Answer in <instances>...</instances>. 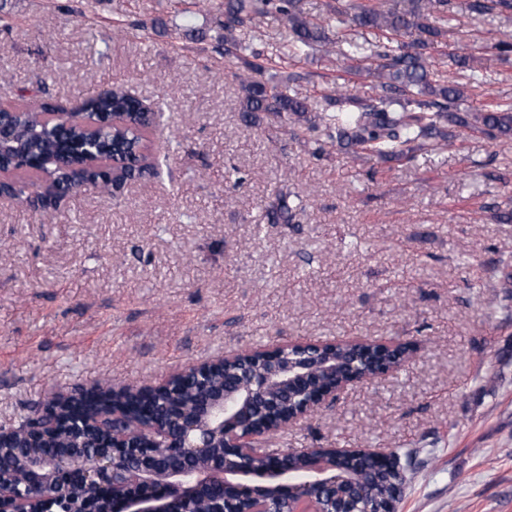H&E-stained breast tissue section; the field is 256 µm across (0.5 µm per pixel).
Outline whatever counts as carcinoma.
<instances>
[{
	"label": "carcinoma",
	"mask_w": 512,
	"mask_h": 512,
	"mask_svg": "<svg viewBox=\"0 0 512 512\" xmlns=\"http://www.w3.org/2000/svg\"><path fill=\"white\" fill-rule=\"evenodd\" d=\"M269 8L280 15L286 30V55L302 57L330 44L328 31L334 28L337 60L343 72L356 75L368 69L377 92L360 97L338 86L312 110L266 76L267 63L248 61L247 72L234 74L242 91L240 112L246 127L259 128L260 114L272 113L285 124L304 129L318 158L327 154V149L339 147L382 161L410 160L417 150L442 151L452 145L456 131L462 129L491 139L512 136L511 101L492 102L477 112H461L458 102L464 97V88H436L429 80L427 50L445 41L452 0H393L387 9L374 0H355L344 8L330 10L320 21L304 15L300 0H224L216 41L224 46L225 58L242 59L236 32L252 26L256 16ZM468 9L478 17L505 14L511 18L512 0H469ZM353 28L378 34L370 54H363L362 45L347 37ZM51 111L53 105L48 102L37 109L25 104L0 107V113L16 127L13 139L0 146V155L9 163L25 158L53 159V177L65 189L109 181L107 172L84 164L87 151L104 159L119 155L125 162L124 178L142 174L143 140L161 114L131 97L121 84L100 90L86 100L84 112L60 122L46 116ZM300 209L301 204L290 202L281 192L263 217L268 224H290ZM67 445L68 437L60 430L34 448H5L3 457L21 476L27 455ZM348 476L355 482L371 479L367 508L374 510L388 502L394 482L406 480V468L380 476L361 459L350 467Z\"/></svg>",
	"instance_id": "cac0c4a2"
}]
</instances>
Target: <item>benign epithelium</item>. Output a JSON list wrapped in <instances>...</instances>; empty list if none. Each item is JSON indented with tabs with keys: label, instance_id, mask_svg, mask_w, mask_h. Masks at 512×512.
<instances>
[{
	"label": "benign epithelium",
	"instance_id": "benign-epithelium-1",
	"mask_svg": "<svg viewBox=\"0 0 512 512\" xmlns=\"http://www.w3.org/2000/svg\"><path fill=\"white\" fill-rule=\"evenodd\" d=\"M43 181V192L29 200L57 206L68 192L55 191L46 176ZM18 194L12 174L0 171V200H15ZM339 343L297 341L241 349L193 363L156 387H114L109 390L113 398L130 392L157 394L193 371L200 395L191 412L168 405L160 419L113 402L97 417L98 432L85 427L86 402L78 395L65 422L69 465L61 468L50 457L30 464L28 479L19 488L13 484V466L0 462V512H192L194 503L218 490L223 500L213 512H274L249 507L267 481L273 482L277 497L288 500L292 512H318V492L328 500L324 512H355L354 501L364 489L347 483L349 461L369 458L387 471L396 464L390 450L307 448L300 471L283 463L290 451L262 464L246 458L254 439L244 432L249 422L263 418L268 432L275 433L332 406L349 386L389 374L416 351L414 344L402 342L407 353H394L388 363L368 348L338 361ZM217 368L224 370V382L206 381L204 376ZM54 413L50 401L39 412L33 436L46 433ZM171 428L182 438L176 445L168 435Z\"/></svg>",
	"mask_w": 512,
	"mask_h": 512
}]
</instances>
